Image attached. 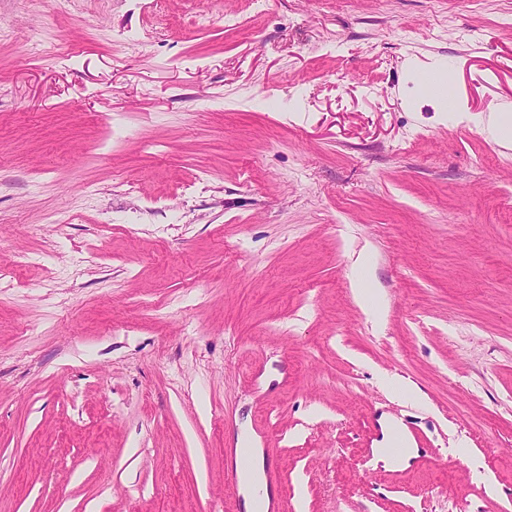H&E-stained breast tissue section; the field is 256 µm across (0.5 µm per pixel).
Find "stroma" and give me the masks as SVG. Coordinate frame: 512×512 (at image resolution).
<instances>
[{
    "label": "stroma",
    "instance_id": "35a3bbf8",
    "mask_svg": "<svg viewBox=\"0 0 512 512\" xmlns=\"http://www.w3.org/2000/svg\"><path fill=\"white\" fill-rule=\"evenodd\" d=\"M0 30V512H245L243 434L269 512H512V0ZM389 417L409 466L373 463ZM512 103H502L487 113L482 131L496 144L511 149L512 145Z\"/></svg>",
    "mask_w": 512,
    "mask_h": 512
}]
</instances>
